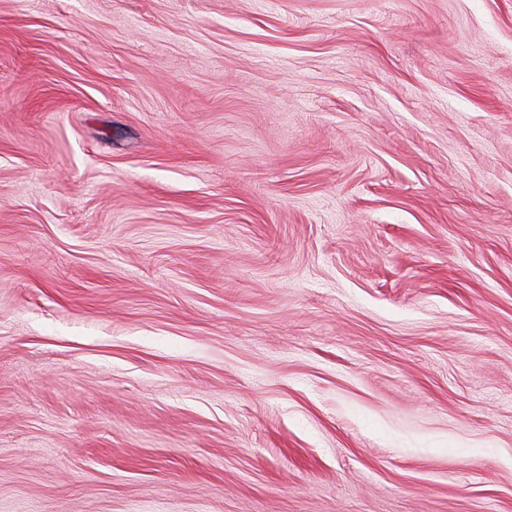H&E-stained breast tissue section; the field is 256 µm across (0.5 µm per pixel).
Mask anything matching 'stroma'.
Wrapping results in <instances>:
<instances>
[{
    "label": "stroma",
    "instance_id": "stroma-1",
    "mask_svg": "<svg viewBox=\"0 0 512 512\" xmlns=\"http://www.w3.org/2000/svg\"><path fill=\"white\" fill-rule=\"evenodd\" d=\"M0 512H512V0H0Z\"/></svg>",
    "mask_w": 512,
    "mask_h": 512
}]
</instances>
